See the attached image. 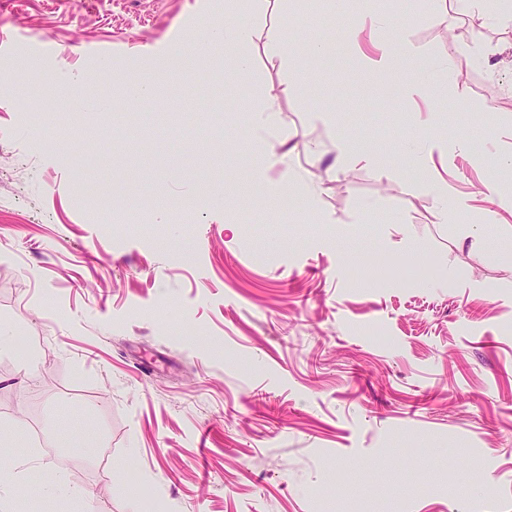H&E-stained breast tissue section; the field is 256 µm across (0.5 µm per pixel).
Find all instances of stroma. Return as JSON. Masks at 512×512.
<instances>
[{"instance_id":"obj_1","label":"stroma","mask_w":512,"mask_h":512,"mask_svg":"<svg viewBox=\"0 0 512 512\" xmlns=\"http://www.w3.org/2000/svg\"><path fill=\"white\" fill-rule=\"evenodd\" d=\"M0 0V466L36 455L15 512H512V23L459 0H378L436 89L363 64L346 25L365 0ZM288 21V64L256 39L244 74L232 50L168 66L211 25ZM327 37L317 56L309 40ZM300 93H284L286 77ZM151 78L146 99L126 83ZM279 97L289 166L319 188L278 210L245 179L251 106ZM135 116L181 110L182 143L135 161V133L101 109L86 135L77 100ZM222 112V144L193 137ZM334 111L335 123L315 108ZM367 159L333 173V129ZM480 140L475 157L426 164L474 210L445 220L411 170L426 127ZM112 193L95 210L87 184ZM190 201L185 215L168 204ZM63 470H54L58 460Z\"/></svg>"}]
</instances>
